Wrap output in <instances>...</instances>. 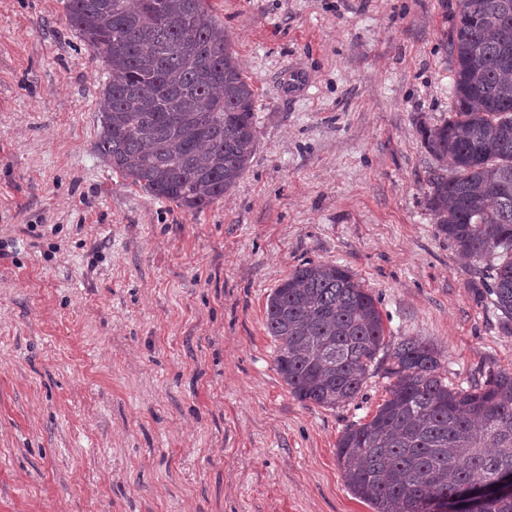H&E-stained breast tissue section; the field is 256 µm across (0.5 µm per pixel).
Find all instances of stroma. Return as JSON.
Returning <instances> with one entry per match:
<instances>
[{"mask_svg": "<svg viewBox=\"0 0 512 512\" xmlns=\"http://www.w3.org/2000/svg\"><path fill=\"white\" fill-rule=\"evenodd\" d=\"M459 0H209L256 94L257 147L202 212L97 151L107 73L67 0H0V512H373L336 442L432 343L449 385L512 373V334L425 204ZM347 268L385 329L359 397L295 400L270 294Z\"/></svg>", "mask_w": 512, "mask_h": 512, "instance_id": "1", "label": "stroma"}]
</instances>
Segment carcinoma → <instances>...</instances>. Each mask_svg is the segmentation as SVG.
<instances>
[{"mask_svg":"<svg viewBox=\"0 0 512 512\" xmlns=\"http://www.w3.org/2000/svg\"><path fill=\"white\" fill-rule=\"evenodd\" d=\"M66 19L108 74L102 159L190 213L224 197L256 150L255 91L207 0H67ZM448 56L454 112L420 129L435 162L426 204L512 333V0H459ZM265 329L304 405L355 401L384 348L375 298L335 264L295 268L268 298ZM388 358L389 398L336 444L355 496L374 512H431L512 473V373L450 387L441 353L414 337Z\"/></svg>","mask_w":512,"mask_h":512,"instance_id":"obj_1","label":"carcinoma"}]
</instances>
